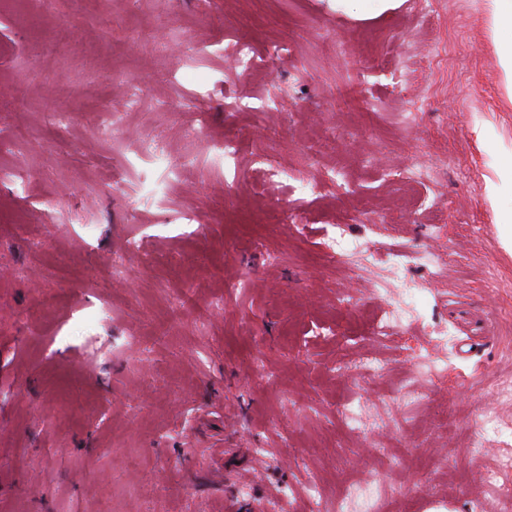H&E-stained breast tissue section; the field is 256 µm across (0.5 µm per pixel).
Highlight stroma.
<instances>
[{
  "label": "stroma",
  "mask_w": 512,
  "mask_h": 512,
  "mask_svg": "<svg viewBox=\"0 0 512 512\" xmlns=\"http://www.w3.org/2000/svg\"><path fill=\"white\" fill-rule=\"evenodd\" d=\"M487 4L0 0V512H316L313 477L381 480L382 512H505L477 476L512 456V45ZM347 222L440 254L415 322L376 333L402 284L324 256ZM370 358L386 374L352 386Z\"/></svg>",
  "instance_id": "1"
}]
</instances>
